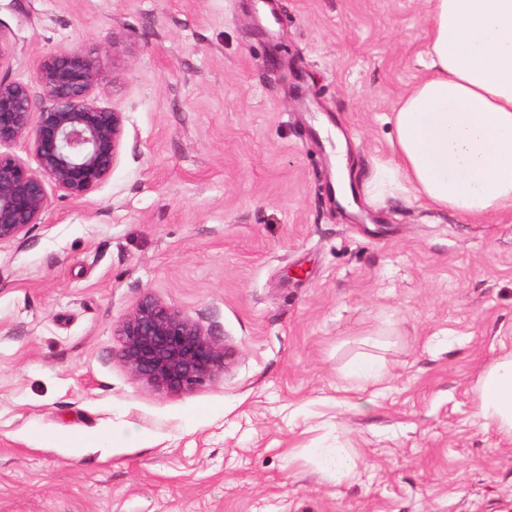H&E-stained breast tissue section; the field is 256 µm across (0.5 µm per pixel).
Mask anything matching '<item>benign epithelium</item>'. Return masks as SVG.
I'll list each match as a JSON object with an SVG mask.
<instances>
[{"label":"benign epithelium","instance_id":"benign-epithelium-1","mask_svg":"<svg viewBox=\"0 0 512 512\" xmlns=\"http://www.w3.org/2000/svg\"><path fill=\"white\" fill-rule=\"evenodd\" d=\"M107 52L50 53L23 82L0 79V146L21 143L37 167L0 151V244L21 243L49 207L47 186L83 200L111 176L125 142V117L92 98L106 79ZM120 358L160 394L191 391L224 370L228 351L182 311L146 295L116 326Z\"/></svg>","mask_w":512,"mask_h":512}]
</instances>
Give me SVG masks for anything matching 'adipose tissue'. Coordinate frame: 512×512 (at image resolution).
Listing matches in <instances>:
<instances>
[{
  "instance_id": "ef3b65f1",
  "label": "adipose tissue",
  "mask_w": 512,
  "mask_h": 512,
  "mask_svg": "<svg viewBox=\"0 0 512 512\" xmlns=\"http://www.w3.org/2000/svg\"><path fill=\"white\" fill-rule=\"evenodd\" d=\"M425 70L392 112L383 174L438 209L512 212V0H427ZM478 415L512 439V352L477 386Z\"/></svg>"
}]
</instances>
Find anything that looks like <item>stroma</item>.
Here are the masks:
<instances>
[{"mask_svg": "<svg viewBox=\"0 0 512 512\" xmlns=\"http://www.w3.org/2000/svg\"><path fill=\"white\" fill-rule=\"evenodd\" d=\"M0 0V76L113 47L126 146L0 246V512H502L512 440L477 382L512 351V216L373 199L426 0ZM357 212L324 191L335 145ZM153 296L229 350L157 393L115 325ZM384 360L382 377L351 373ZM350 476L324 478L336 448Z\"/></svg>", "mask_w": 512, "mask_h": 512, "instance_id": "obj_1", "label": "stroma"}]
</instances>
